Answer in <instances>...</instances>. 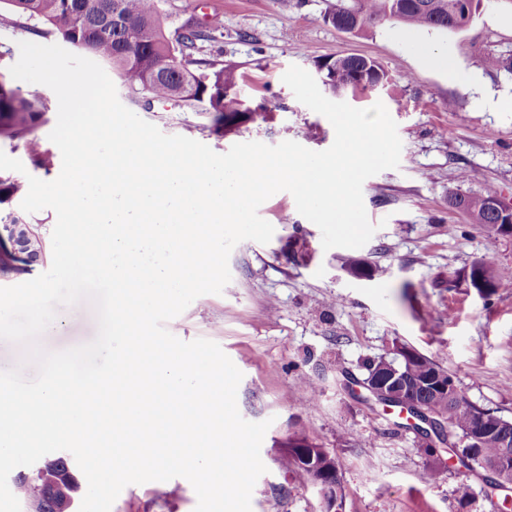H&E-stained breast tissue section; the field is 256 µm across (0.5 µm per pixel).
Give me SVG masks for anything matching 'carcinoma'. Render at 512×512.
<instances>
[{"label":"carcinoma","mask_w":512,"mask_h":512,"mask_svg":"<svg viewBox=\"0 0 512 512\" xmlns=\"http://www.w3.org/2000/svg\"><path fill=\"white\" fill-rule=\"evenodd\" d=\"M13 12L31 22L27 29L42 36H57L76 48L96 56L112 67L134 102L146 108L155 102H171L191 112L209 115V130L223 134L237 129L268 111L261 104L245 106L236 87V69L214 59L197 58V42L212 39L221 23L214 21L208 30L191 26L171 34L163 0H4ZM471 10L464 0H350L340 3L324 20L339 24L347 33L358 34L387 22L435 30H459L473 19L481 0ZM323 74V84L333 93L368 90V86L387 81L386 71L373 59L356 54L330 56L314 61ZM49 111L47 100L37 92L24 93L0 81V136L21 139L33 133ZM23 186L0 176V206L19 195ZM449 205L473 216L474 224H496L503 203L494 186L473 195L452 194ZM490 274L489 294L512 285V273L486 261ZM415 359L403 364L413 376L441 370L434 361L412 348ZM438 414H447V423L458 435L465 436L476 415L486 413L493 425L509 421L470 403L467 399H437ZM503 448L492 437L479 446L464 447L461 462L498 458ZM79 483L74 467L59 457L36 469L29 476L14 479L20 503L41 502L40 512H54V501L46 490L57 481Z\"/></svg>","instance_id":"carcinoma-1"}]
</instances>
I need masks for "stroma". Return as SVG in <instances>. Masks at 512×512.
I'll use <instances>...</instances> for the list:
<instances>
[{
    "instance_id": "1",
    "label": "stroma",
    "mask_w": 512,
    "mask_h": 512,
    "mask_svg": "<svg viewBox=\"0 0 512 512\" xmlns=\"http://www.w3.org/2000/svg\"><path fill=\"white\" fill-rule=\"evenodd\" d=\"M337 0H165L168 30L190 23L206 27L223 13L202 57H217L242 74L249 103L268 102L271 119L217 135L207 115L173 104L144 108L125 88L124 106L168 135H181L226 153L232 145L290 140L313 151L335 138L329 120L300 103L284 84L290 65L313 71L315 60L357 54L377 61L387 84L344 95L366 109L383 103L402 141L400 165L363 184L368 218L377 230L363 247L323 249L321 231L302 216L293 196L281 191L259 208L274 234L261 244L246 240L229 258L231 280L221 294L196 298L166 328L190 342L217 343L242 372L237 390L241 416L270 421L260 456L267 471L257 480L252 512H512V487L494 490L482 477L436 453L409 415L369 399L356 385L366 359L392 357L396 345L418 351L447 370L460 392L478 407L512 420V288L482 296L464 275L484 260L512 270V238L487 234L448 203L453 193L476 194L495 186L512 204V72L486 67L493 54L512 59V0H481L473 21L458 31H428L447 50L467 83L449 80L413 57L388 23L361 35L340 32L323 20ZM7 6H0V79L24 92L37 91L49 106L44 122L20 140L0 137V151L18 159L27 176L58 177L61 154L49 139L58 102L44 85L12 80L19 42L33 41ZM52 158L51 170L34 162ZM381 267V275L357 277L342 266L348 256ZM58 329L39 339L47 351L91 342L98 330L93 304L58 307ZM306 435L336 461L341 488L334 508L304 473L283 472L277 450L293 434ZM439 469L429 480L430 469ZM467 483L472 494L460 499ZM197 496L182 477L126 486L111 512H194Z\"/></svg>"
}]
</instances>
